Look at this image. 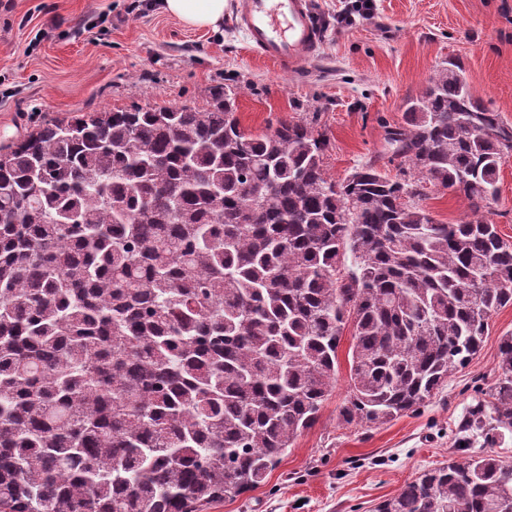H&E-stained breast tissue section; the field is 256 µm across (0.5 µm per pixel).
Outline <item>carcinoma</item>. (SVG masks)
I'll use <instances>...</instances> for the list:
<instances>
[{
    "mask_svg": "<svg viewBox=\"0 0 512 512\" xmlns=\"http://www.w3.org/2000/svg\"><path fill=\"white\" fill-rule=\"evenodd\" d=\"M461 72L448 60L386 131L467 200L458 224L373 163L329 178L308 124L246 133L222 88L0 145V512H201L256 488L316 423L348 322L346 422L430 399L512 304V243L478 218L512 126ZM500 429L512 336L459 450ZM376 512H512V464L452 460Z\"/></svg>",
    "mask_w": 512,
    "mask_h": 512,
    "instance_id": "1",
    "label": "carcinoma"
}]
</instances>
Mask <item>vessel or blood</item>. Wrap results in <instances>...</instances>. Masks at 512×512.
Listing matches in <instances>:
<instances>
[{
    "instance_id": "b4317fda",
    "label": "vessel or blood",
    "mask_w": 512,
    "mask_h": 512,
    "mask_svg": "<svg viewBox=\"0 0 512 512\" xmlns=\"http://www.w3.org/2000/svg\"><path fill=\"white\" fill-rule=\"evenodd\" d=\"M235 22L245 32L251 51L286 73L308 64L323 43L307 0H245Z\"/></svg>"
}]
</instances>
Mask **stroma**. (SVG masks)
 I'll use <instances>...</instances> for the list:
<instances>
[{
	"mask_svg": "<svg viewBox=\"0 0 512 512\" xmlns=\"http://www.w3.org/2000/svg\"><path fill=\"white\" fill-rule=\"evenodd\" d=\"M325 41L302 70L284 74L251 53L231 24L190 29L157 0H0V145L54 120L132 107L205 108L215 88L235 100L248 133L305 122L323 133L333 179L391 160L387 127L402 124L442 62L459 59L473 95L512 125V0H310ZM436 220L471 219L458 193L426 184ZM512 305L497 311L480 352L456 367L430 402L380 425L345 422L351 328L338 350L336 387L316 424L257 488L204 512H375L426 469L453 458L469 409L497 383Z\"/></svg>",
	"mask_w": 512,
	"mask_h": 512,
	"instance_id": "1",
	"label": "stroma"
}]
</instances>
